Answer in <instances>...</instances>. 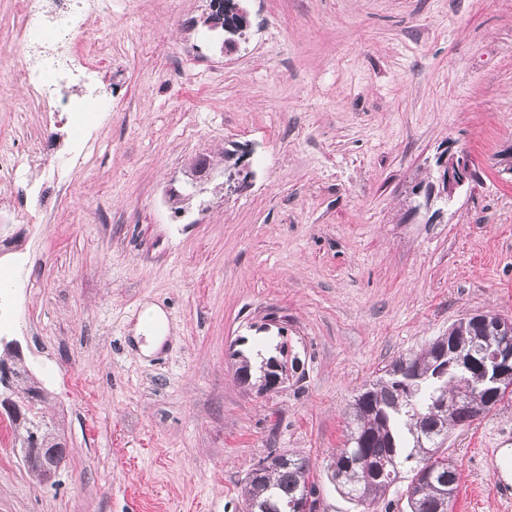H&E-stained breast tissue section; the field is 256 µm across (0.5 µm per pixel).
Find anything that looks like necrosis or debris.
I'll return each mask as SVG.
<instances>
[{
  "label": "necrosis or debris",
  "instance_id": "necrosis-or-debris-1",
  "mask_svg": "<svg viewBox=\"0 0 512 512\" xmlns=\"http://www.w3.org/2000/svg\"><path fill=\"white\" fill-rule=\"evenodd\" d=\"M111 10L110 0H19L15 39L26 57L15 82L52 112L73 114L88 103L111 111V100L97 89L92 46L76 41L89 17Z\"/></svg>",
  "mask_w": 512,
  "mask_h": 512
}]
</instances>
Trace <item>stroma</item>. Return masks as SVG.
<instances>
[{
  "label": "stroma",
  "mask_w": 512,
  "mask_h": 512,
  "mask_svg": "<svg viewBox=\"0 0 512 512\" xmlns=\"http://www.w3.org/2000/svg\"><path fill=\"white\" fill-rule=\"evenodd\" d=\"M14 0H0V141L42 165L0 180V272L14 342L67 442L33 482L0 417V512H245L249 468L308 456L318 512H360L329 478L347 407L398 355L468 314L512 318V0H240L246 44L224 51L209 0H112L101 47L108 112L43 111L9 71ZM87 144L75 156L70 139ZM479 181L439 215L409 188L448 144ZM212 178L182 211L169 190L199 157ZM251 170L224 187L234 162ZM168 334L142 353L137 315ZM269 324L298 368L276 391L241 385L230 346ZM512 397L450 430L453 512H512L483 457Z\"/></svg>",
  "instance_id": "35a3bbf8"
}]
</instances>
